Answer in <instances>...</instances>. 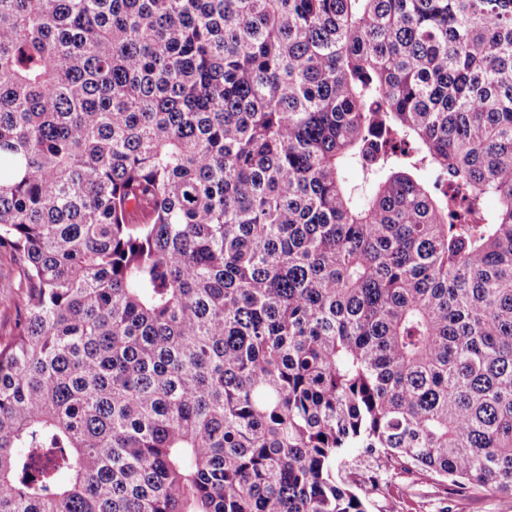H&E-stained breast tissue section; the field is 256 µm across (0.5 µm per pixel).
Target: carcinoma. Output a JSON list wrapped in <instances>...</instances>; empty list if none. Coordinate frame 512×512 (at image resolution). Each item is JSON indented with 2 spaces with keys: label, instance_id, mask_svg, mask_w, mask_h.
Instances as JSON below:
<instances>
[{
  "label": "carcinoma",
  "instance_id": "carcinoma-1",
  "mask_svg": "<svg viewBox=\"0 0 512 512\" xmlns=\"http://www.w3.org/2000/svg\"><path fill=\"white\" fill-rule=\"evenodd\" d=\"M1 256L0 512L512 494V0H0ZM358 483L369 512H512V495L488 489L456 491L444 478L415 468H393L347 448L342 462ZM379 474L376 487L369 482Z\"/></svg>",
  "mask_w": 512,
  "mask_h": 512
}]
</instances>
